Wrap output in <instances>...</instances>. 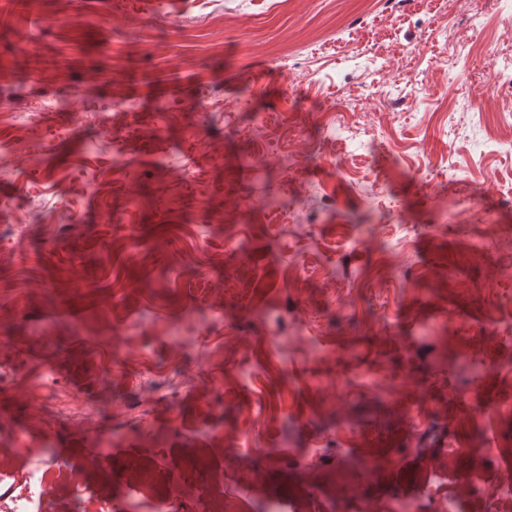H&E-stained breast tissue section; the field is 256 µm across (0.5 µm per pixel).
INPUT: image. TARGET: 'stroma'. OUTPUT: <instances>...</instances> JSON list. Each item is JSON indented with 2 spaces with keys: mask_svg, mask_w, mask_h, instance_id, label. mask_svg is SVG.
I'll use <instances>...</instances> for the list:
<instances>
[{
  "mask_svg": "<svg viewBox=\"0 0 512 512\" xmlns=\"http://www.w3.org/2000/svg\"><path fill=\"white\" fill-rule=\"evenodd\" d=\"M453 8L361 28L377 0H0V448L55 477L47 512H113L138 471L180 512H383L434 483L495 512L512 151L483 84L426 92L383 61ZM370 86L409 114L327 127Z\"/></svg>",
  "mask_w": 512,
  "mask_h": 512,
  "instance_id": "35a3bbf8",
  "label": "stroma"
}]
</instances>
